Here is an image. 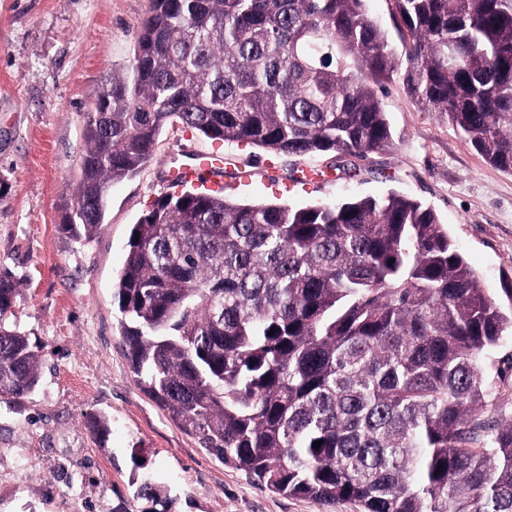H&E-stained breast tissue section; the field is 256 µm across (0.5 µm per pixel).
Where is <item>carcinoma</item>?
<instances>
[{
	"label": "carcinoma",
	"mask_w": 512,
	"mask_h": 512,
	"mask_svg": "<svg viewBox=\"0 0 512 512\" xmlns=\"http://www.w3.org/2000/svg\"><path fill=\"white\" fill-rule=\"evenodd\" d=\"M390 2L399 52L367 0H151L131 79L87 114L64 230L91 240L109 188L176 124L272 155L382 151L378 91L396 77L512 171V0ZM19 293L0 268L5 403L41 374L9 322ZM115 297L143 390L268 490L362 512H512V418L498 422L483 372L512 335V289L505 308L422 202L166 193L131 228ZM88 426L109 433L103 415Z\"/></svg>",
	"instance_id": "obj_1"
}]
</instances>
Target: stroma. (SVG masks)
Masks as SVG:
<instances>
[{
    "instance_id": "stroma-1",
    "label": "stroma",
    "mask_w": 512,
    "mask_h": 512,
    "mask_svg": "<svg viewBox=\"0 0 512 512\" xmlns=\"http://www.w3.org/2000/svg\"><path fill=\"white\" fill-rule=\"evenodd\" d=\"M150 0H0V266L20 282L14 322L38 347L41 378L21 403L0 404V512H158L140 496L153 481L168 512H360L350 502L288 497L198 448L138 386L118 326L114 288L133 224L169 187L182 149H221L251 181H225L232 202L294 207L396 191L423 202L507 304L512 286V173L469 149L438 112H423L401 80L381 101L393 140L336 168L334 154L275 157L246 143L217 144L167 129L136 176L114 184L104 226L78 240L72 187L88 112L113 79L129 77ZM322 176L293 184L292 169ZM103 414L97 442L86 421Z\"/></svg>"
}]
</instances>
